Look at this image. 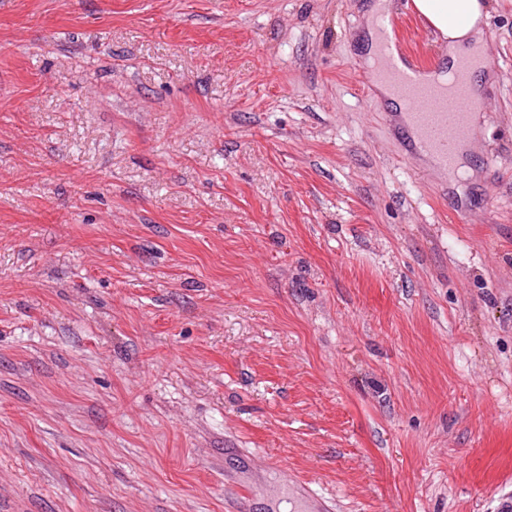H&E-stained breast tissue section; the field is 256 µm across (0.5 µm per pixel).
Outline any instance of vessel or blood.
Masks as SVG:
<instances>
[{
	"mask_svg": "<svg viewBox=\"0 0 512 512\" xmlns=\"http://www.w3.org/2000/svg\"><path fill=\"white\" fill-rule=\"evenodd\" d=\"M380 73L393 74V86L407 111L412 132V153L426 154L444 170L456 171L458 147L470 132L481 107L469 87L470 60H460L448 85L421 81L429 59L413 50L396 54L392 48L406 40L407 31L399 18L379 16L376 22Z\"/></svg>",
	"mask_w": 512,
	"mask_h": 512,
	"instance_id": "b4317fda",
	"label": "vessel or blood"
}]
</instances>
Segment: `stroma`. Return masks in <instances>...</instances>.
<instances>
[{"instance_id":"35a3bbf8","label":"stroma","mask_w":512,"mask_h":512,"mask_svg":"<svg viewBox=\"0 0 512 512\" xmlns=\"http://www.w3.org/2000/svg\"><path fill=\"white\" fill-rule=\"evenodd\" d=\"M366 2L0 0V512L512 500V0L467 177Z\"/></svg>"}]
</instances>
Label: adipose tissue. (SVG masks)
Here are the masks:
<instances>
[{"label": "adipose tissue", "instance_id": "adipose-tissue-1", "mask_svg": "<svg viewBox=\"0 0 512 512\" xmlns=\"http://www.w3.org/2000/svg\"><path fill=\"white\" fill-rule=\"evenodd\" d=\"M412 8L447 41L449 59L484 50L488 0H412Z\"/></svg>", "mask_w": 512, "mask_h": 512}]
</instances>
